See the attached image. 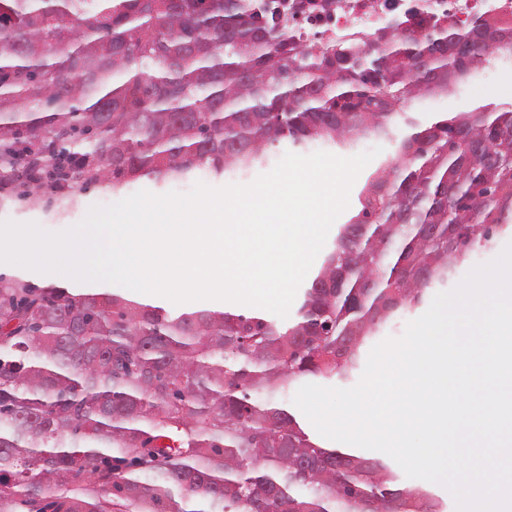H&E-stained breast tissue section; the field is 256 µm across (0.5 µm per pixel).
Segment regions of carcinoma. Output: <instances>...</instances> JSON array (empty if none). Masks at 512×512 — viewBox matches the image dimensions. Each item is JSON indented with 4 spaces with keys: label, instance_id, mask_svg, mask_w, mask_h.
Returning <instances> with one entry per match:
<instances>
[{
    "label": "carcinoma",
    "instance_id": "cac0c4a2",
    "mask_svg": "<svg viewBox=\"0 0 512 512\" xmlns=\"http://www.w3.org/2000/svg\"><path fill=\"white\" fill-rule=\"evenodd\" d=\"M420 2L302 43L259 34L276 0H0V201L67 209L78 186L221 178L275 144L395 141L286 322L0 275V512H447L273 400L350 379L385 322L512 234V104L406 112L512 50V19Z\"/></svg>",
    "mask_w": 512,
    "mask_h": 512
}]
</instances>
